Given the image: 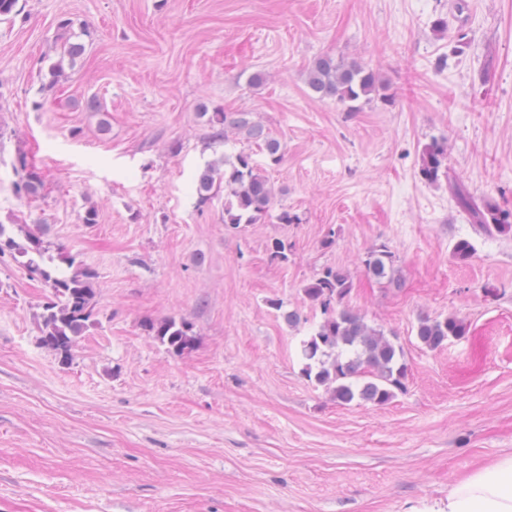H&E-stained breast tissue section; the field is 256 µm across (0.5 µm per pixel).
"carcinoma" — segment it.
<instances>
[{"mask_svg":"<svg viewBox=\"0 0 512 512\" xmlns=\"http://www.w3.org/2000/svg\"><path fill=\"white\" fill-rule=\"evenodd\" d=\"M72 28L71 19L59 21L58 59L50 67V79L42 86L44 93L54 90L64 63L72 65L85 53L86 43L73 40ZM307 85L316 98L334 99L349 112H356L375 99L385 105L393 103L390 86L385 80L356 60L330 55L316 58L308 68ZM206 116L213 140L224 141L234 132L256 142L270 164L275 166L282 160L280 141L254 120L253 112L215 109ZM447 159L446 140L432 139L420 156L421 178L435 184L448 177ZM221 188L224 189L225 224H258L269 216L274 203V188L252 154L238 152L231 158H224L220 166L207 165L198 176V202L206 203ZM452 191L458 206L483 231L489 234L512 231L511 210L491 199L478 204L459 184L452 185ZM7 250L27 257L26 264L48 284L51 299L43 305L40 342L61 358L68 359L93 315L97 273L75 264L73 257L64 258L67 266L72 268L67 274L43 267L47 246L40 230L28 232L25 242L19 243L7 235L4 225L0 224V254ZM364 267L368 275L376 279L386 278L389 284L400 287V280L394 275L393 255L386 246L370 250ZM350 291L348 276L330 267L305 286L306 297L320 307L324 318L303 342L302 356L307 360L303 373L326 387L339 404L347 405L357 400L383 405L404 388L408 366L402 349L393 339L382 329L369 325L363 316L345 304ZM144 330L175 353L190 350L195 343L192 325L181 318L149 321L144 324ZM467 333L468 325L456 315L423 316L416 328L417 339L430 350H438L448 340L460 339Z\"/></svg>","mask_w":512,"mask_h":512,"instance_id":"carcinoma-1","label":"carcinoma"}]
</instances>
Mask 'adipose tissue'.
<instances>
[{
  "instance_id": "adipose-tissue-1",
  "label": "adipose tissue",
  "mask_w": 512,
  "mask_h": 512,
  "mask_svg": "<svg viewBox=\"0 0 512 512\" xmlns=\"http://www.w3.org/2000/svg\"><path fill=\"white\" fill-rule=\"evenodd\" d=\"M445 512H512V454L449 487Z\"/></svg>"
}]
</instances>
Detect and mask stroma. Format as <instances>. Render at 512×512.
<instances>
[{
  "instance_id": "1",
  "label": "stroma",
  "mask_w": 512,
  "mask_h": 512,
  "mask_svg": "<svg viewBox=\"0 0 512 512\" xmlns=\"http://www.w3.org/2000/svg\"><path fill=\"white\" fill-rule=\"evenodd\" d=\"M22 3L0 22V224L19 241L42 228L98 279L65 360L38 341L50 289L0 255V512H409L512 454V233L481 232L449 189L512 210V0ZM64 16L94 37L45 98ZM324 54L379 73L393 104L316 99ZM205 108L254 112L281 163L214 141ZM441 137L448 176L429 184L420 154ZM242 150L298 223L233 228L223 194L199 204V173ZM29 170L35 197L16 192ZM381 244L400 287L365 272ZM328 267L403 349L387 404H339L302 372L323 318L303 287ZM451 314L468 335L425 348L419 317ZM168 317L192 323L191 351L143 328Z\"/></svg>"
}]
</instances>
